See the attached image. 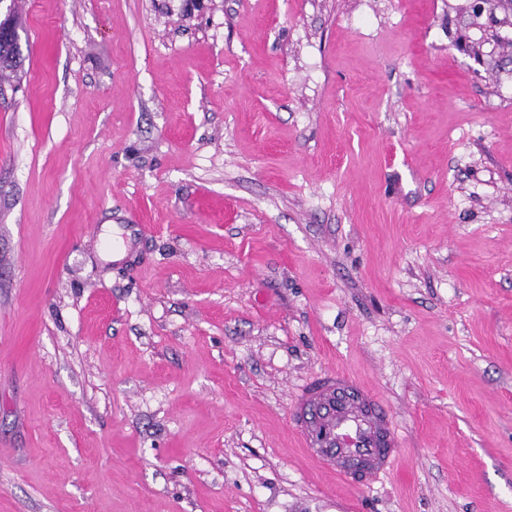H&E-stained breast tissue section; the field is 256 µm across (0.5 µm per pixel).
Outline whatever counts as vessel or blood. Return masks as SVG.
Returning <instances> with one entry per match:
<instances>
[{"instance_id":"b4317fda","label":"vessel or blood","mask_w":512,"mask_h":512,"mask_svg":"<svg viewBox=\"0 0 512 512\" xmlns=\"http://www.w3.org/2000/svg\"><path fill=\"white\" fill-rule=\"evenodd\" d=\"M291 417L317 466L344 482L389 474L400 451L390 409L371 388L342 371L301 388Z\"/></svg>"}]
</instances>
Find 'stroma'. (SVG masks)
Masks as SVG:
<instances>
[{"label":"stroma","mask_w":512,"mask_h":512,"mask_svg":"<svg viewBox=\"0 0 512 512\" xmlns=\"http://www.w3.org/2000/svg\"><path fill=\"white\" fill-rule=\"evenodd\" d=\"M0 512H512V26L470 0H15ZM401 450L347 484L292 399ZM291 417L317 466L343 482L389 474L400 451L390 409L371 388L342 371L301 388Z\"/></svg>","instance_id":"35a3bbf8"}]
</instances>
